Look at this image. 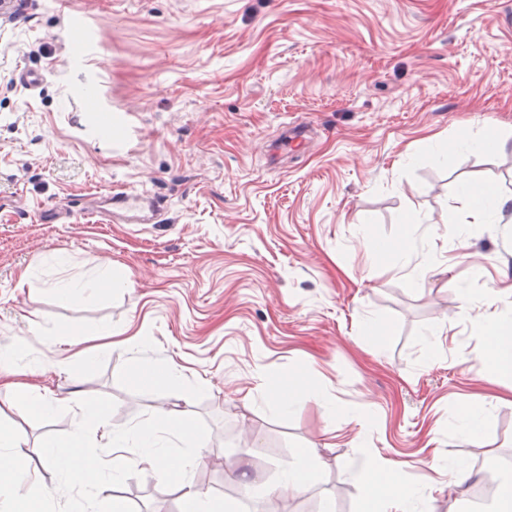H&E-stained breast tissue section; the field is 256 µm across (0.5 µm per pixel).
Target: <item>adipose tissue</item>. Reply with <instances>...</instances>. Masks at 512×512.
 Segmentation results:
<instances>
[{
  "label": "adipose tissue",
  "mask_w": 512,
  "mask_h": 512,
  "mask_svg": "<svg viewBox=\"0 0 512 512\" xmlns=\"http://www.w3.org/2000/svg\"><path fill=\"white\" fill-rule=\"evenodd\" d=\"M462 192L475 199L479 223L498 224L512 214V194H482L474 184L464 186ZM124 282L119 272L109 271L92 284L76 280L57 282L54 291L64 300L92 302ZM18 360L19 355L14 350L0 355V388L24 398L41 415L51 416L56 410V400L46 388L36 384L19 386L12 381L11 370ZM80 409L85 427L77 429L65 440L48 439L42 448L44 463L58 475L79 482L116 483L123 478L127 467L134 465L165 476H177L188 512H213L210 497L196 489L191 479L196 456H172L162 443L161 435L165 432H174L183 438L191 436L194 424L189 413H162L150 425H131L108 431L106 447L119 449L120 454L105 461L85 449L88 441L95 438L104 411L99 405L86 402L81 403ZM23 446L24 440L18 432L0 426V512H45L42 501L28 491L31 474L22 463ZM363 495L368 512H374L380 504L386 512H417L423 491L401 483L396 468L389 466L383 468L381 478L365 484Z\"/></svg>",
  "instance_id": "obj_1"
}]
</instances>
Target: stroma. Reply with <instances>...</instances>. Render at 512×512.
I'll return each mask as SVG.
<instances>
[{
    "label": "stroma",
    "instance_id": "obj_1",
    "mask_svg": "<svg viewBox=\"0 0 512 512\" xmlns=\"http://www.w3.org/2000/svg\"><path fill=\"white\" fill-rule=\"evenodd\" d=\"M489 128L512 139V0H0V347L23 359L17 383L57 399L47 420L0 390L31 493L62 512L41 445L89 401L114 429L190 407L205 449L192 479L216 512H257L313 449L288 512H363L382 465L430 487L422 512H492L488 481L512 476V376L490 378L476 323L512 315L496 290L512 236L476 223L461 187L512 193V149L452 150ZM118 188L156 197L154 222L90 209ZM405 238L432 274L371 260ZM110 268L128 285L94 304L52 291ZM102 325L118 346L85 366ZM140 357L176 363L185 390L131 379ZM274 373L339 413L274 412ZM473 401L468 441L456 422ZM178 491L132 466L92 494L181 512ZM313 476L302 462L285 465L279 471L277 487L285 493L297 494L306 489Z\"/></svg>",
    "mask_w": 512,
    "mask_h": 512
}]
</instances>
